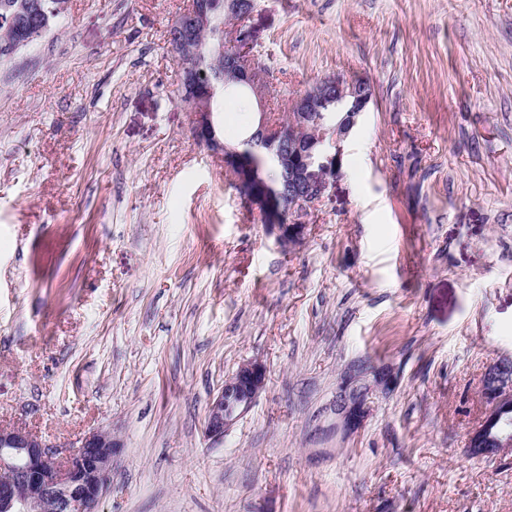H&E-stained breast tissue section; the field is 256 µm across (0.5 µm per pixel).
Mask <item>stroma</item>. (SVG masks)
Instances as JSON below:
<instances>
[{
  "label": "stroma",
  "mask_w": 512,
  "mask_h": 512,
  "mask_svg": "<svg viewBox=\"0 0 512 512\" xmlns=\"http://www.w3.org/2000/svg\"><path fill=\"white\" fill-rule=\"evenodd\" d=\"M186 5L70 0L0 65V424L112 429L97 512H512V450L466 451L512 356V0H258L272 112L328 75L372 92L295 247L193 137ZM259 112L225 93L224 140ZM363 359L392 383L347 430ZM254 360L264 391L210 439ZM266 386V368L259 361L243 363L231 377L224 380L220 391L210 400L205 432L222 439L253 406ZM391 377L382 367L365 361L352 364L344 374V384L336 393L334 412L343 427L354 429L366 415L365 396L373 389H388Z\"/></svg>",
  "instance_id": "stroma-1"
}]
</instances>
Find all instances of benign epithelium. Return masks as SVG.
<instances>
[{
	"label": "benign epithelium",
	"instance_id": "1",
	"mask_svg": "<svg viewBox=\"0 0 512 512\" xmlns=\"http://www.w3.org/2000/svg\"><path fill=\"white\" fill-rule=\"evenodd\" d=\"M215 8L213 0H188L186 8L171 22L167 43L177 61L183 82V102L192 113L195 139L224 157V170L245 192L247 201L263 219L268 234L279 244L304 239L309 210L324 197L329 185L342 174L344 145L359 125L371 102V92L339 76L326 79L336 91L341 117L327 122L322 114L325 92L314 90L295 97L289 109L294 133L284 132V123L271 112L261 113L249 140L263 147L281 164V188L272 193L261 182L255 166L238 146L216 135L215 113L209 106L210 91L195 80L190 44L195 33L205 29ZM224 14L244 20L255 10L254 0H222ZM48 26L49 9L38 0L24 19L8 21L19 41L27 38L28 25ZM262 75L252 58L224 56V90L249 87L258 90ZM292 212V221L282 220ZM390 374L365 361L352 364L336 393V420L353 429L366 415L365 396L373 389H387ZM266 386V368L259 361L242 364L224 380L210 400L205 432L221 439L253 406ZM482 386L488 405L469 437V451L487 456L512 449V357L503 358L484 374ZM112 430L96 428L67 441H51L22 426L0 425V512H97L112 472L115 448Z\"/></svg>",
	"mask_w": 512,
	"mask_h": 512
}]
</instances>
